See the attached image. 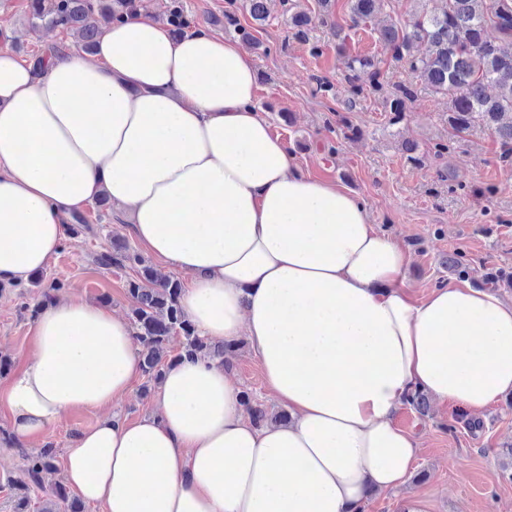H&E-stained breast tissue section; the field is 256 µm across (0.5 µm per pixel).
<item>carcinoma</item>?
Here are the masks:
<instances>
[{"label": "carcinoma", "instance_id": "1", "mask_svg": "<svg viewBox=\"0 0 512 512\" xmlns=\"http://www.w3.org/2000/svg\"><path fill=\"white\" fill-rule=\"evenodd\" d=\"M267 0H229L224 10L225 24L237 30L242 40L255 43L252 33L240 24L238 13L247 14L262 25L267 19ZM326 23L336 30L338 49L345 54L343 26L333 19L332 0H318ZM383 0H348L351 26L369 19ZM433 10L411 13L405 23L392 22L379 30L378 39L392 54V59L414 76L410 82L388 84L381 61L369 55H347L345 81L349 86L347 106L368 95L382 99L389 123L397 125L417 100L421 90L448 97V139L433 146V156L442 158L454 145L478 128H489L498 138L503 153L501 160L512 161V0H440ZM138 0H30L29 21L77 36L86 51L98 42L99 22L110 24L137 7ZM173 32L182 35L191 27L183 9L175 6L167 15ZM499 34L487 37V28ZM288 32L307 45L313 55L323 53V45L314 38L303 11L288 16ZM425 52L415 53L417 44ZM492 87L495 94L486 89ZM99 265L137 268V277L127 282L126 292L132 299L131 324L140 347L141 371L158 383L167 365L162 363L166 345L175 336L183 338L174 360L200 357L231 366L236 344L214 345L198 335L179 305L182 286L178 279L145 264V260L125 244H114L112 250L97 257ZM242 404L252 422L260 426L268 421V411L242 394ZM54 460L52 446L29 458L27 468L32 482Z\"/></svg>", "mask_w": 512, "mask_h": 512}]
</instances>
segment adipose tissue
Instances as JSON below:
<instances>
[{
  "label": "adipose tissue",
  "instance_id": "ef3b65f1",
  "mask_svg": "<svg viewBox=\"0 0 512 512\" xmlns=\"http://www.w3.org/2000/svg\"><path fill=\"white\" fill-rule=\"evenodd\" d=\"M252 55L202 29L178 36L137 8L92 54L21 60L0 48V282L41 270L66 220L100 197L189 275L200 336L247 337L284 423L254 425L223 366L183 359L156 411L112 413L139 371L130 324L62 296L40 303L31 360L0 387L10 439L106 410L64 466L102 512H366L405 485L409 394L477 414L512 393V303L468 284L414 301L409 255L365 203L303 174L257 103Z\"/></svg>",
  "mask_w": 512,
  "mask_h": 512
}]
</instances>
